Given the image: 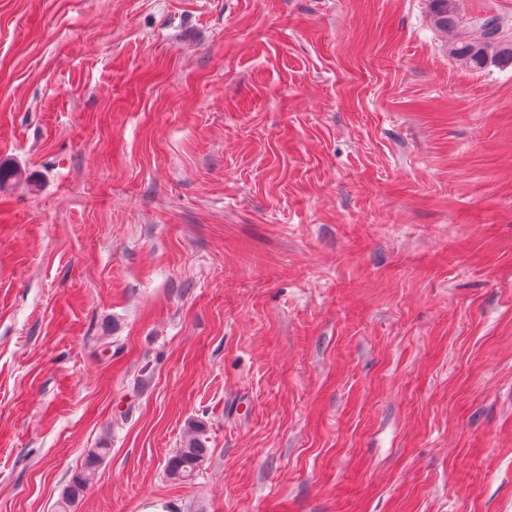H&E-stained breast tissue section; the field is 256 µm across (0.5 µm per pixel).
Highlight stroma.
Returning a JSON list of instances; mask_svg holds the SVG:
<instances>
[{
	"instance_id": "stroma-1",
	"label": "stroma",
	"mask_w": 512,
	"mask_h": 512,
	"mask_svg": "<svg viewBox=\"0 0 512 512\" xmlns=\"http://www.w3.org/2000/svg\"><path fill=\"white\" fill-rule=\"evenodd\" d=\"M445 41L427 0H0V512L103 445L72 512H512V66ZM210 454L211 448H205L197 432L189 431L184 448L177 449L167 462V476L178 481L192 479L207 462Z\"/></svg>"
}]
</instances>
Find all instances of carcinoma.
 I'll list each match as a JSON object with an SVG mask.
<instances>
[{"mask_svg": "<svg viewBox=\"0 0 512 512\" xmlns=\"http://www.w3.org/2000/svg\"><path fill=\"white\" fill-rule=\"evenodd\" d=\"M428 17L440 31L455 29L460 23L458 0H427ZM449 55L466 68L481 72L489 66L512 65V40L500 35L499 23L493 16L478 19L473 33L448 47ZM23 178L21 171L8 161L0 162V188ZM108 453L98 448L87 455L82 470L65 486L61 496V508L67 510L84 497L96 477L99 463ZM211 449L205 447L196 431H189L185 445L177 449L166 465L167 476L172 480L186 481L193 478L207 462Z\"/></svg>", "mask_w": 512, "mask_h": 512, "instance_id": "obj_1", "label": "carcinoma"}]
</instances>
